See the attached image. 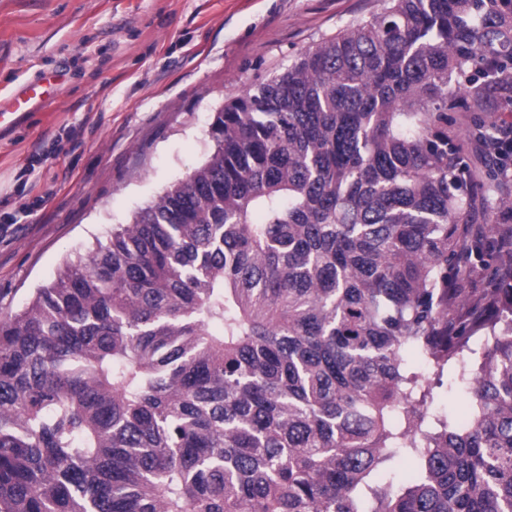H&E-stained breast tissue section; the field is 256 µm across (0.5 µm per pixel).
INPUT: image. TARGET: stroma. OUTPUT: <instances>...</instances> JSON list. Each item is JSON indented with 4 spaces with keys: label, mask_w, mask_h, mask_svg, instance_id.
<instances>
[{
    "label": "stroma",
    "mask_w": 512,
    "mask_h": 512,
    "mask_svg": "<svg viewBox=\"0 0 512 512\" xmlns=\"http://www.w3.org/2000/svg\"><path fill=\"white\" fill-rule=\"evenodd\" d=\"M378 0H0V100L61 72L0 131V311L87 258L211 152L224 102L368 18ZM39 198L32 212L22 202Z\"/></svg>",
    "instance_id": "1"
}]
</instances>
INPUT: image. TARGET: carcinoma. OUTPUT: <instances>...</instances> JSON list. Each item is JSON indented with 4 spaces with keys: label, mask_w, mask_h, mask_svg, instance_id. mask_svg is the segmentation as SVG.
<instances>
[{
    "label": "carcinoma",
    "mask_w": 512,
    "mask_h": 512,
    "mask_svg": "<svg viewBox=\"0 0 512 512\" xmlns=\"http://www.w3.org/2000/svg\"><path fill=\"white\" fill-rule=\"evenodd\" d=\"M496 105L512 0H380L224 103L201 167L0 314V512H512V225L448 132ZM444 386L438 388L437 391L441 393L440 399L434 407L446 409L448 414L454 415L457 418H463L467 413L468 396L465 392L455 388L448 394L445 393L447 386V377L443 378Z\"/></svg>",
    "instance_id": "carcinoma-1"
}]
</instances>
